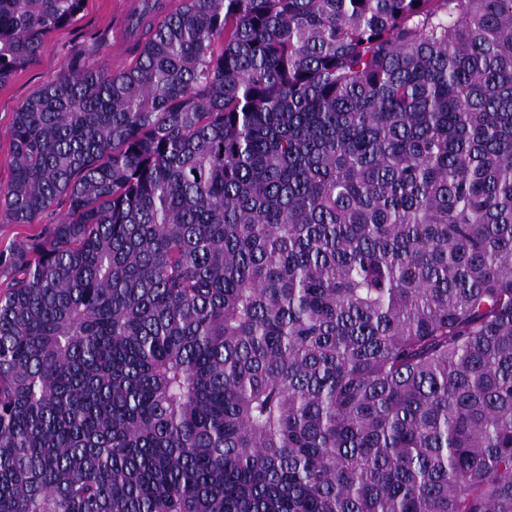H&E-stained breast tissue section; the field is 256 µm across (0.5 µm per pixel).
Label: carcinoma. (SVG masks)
<instances>
[{"label": "carcinoma", "mask_w": 512, "mask_h": 512, "mask_svg": "<svg viewBox=\"0 0 512 512\" xmlns=\"http://www.w3.org/2000/svg\"><path fill=\"white\" fill-rule=\"evenodd\" d=\"M166 2L12 116L0 512H512V0ZM44 224H7L0 220V250H8L11 246L18 244L27 236L40 231Z\"/></svg>", "instance_id": "carcinoma-1"}]
</instances>
